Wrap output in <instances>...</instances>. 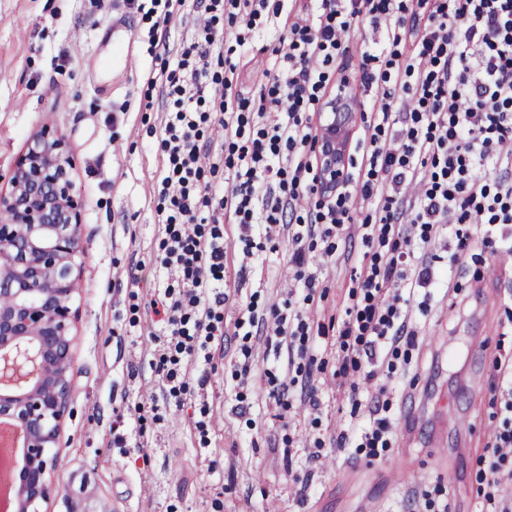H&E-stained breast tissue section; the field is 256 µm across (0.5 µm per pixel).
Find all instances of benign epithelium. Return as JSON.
I'll return each mask as SVG.
<instances>
[{"label": "benign epithelium", "instance_id": "obj_1", "mask_svg": "<svg viewBox=\"0 0 512 512\" xmlns=\"http://www.w3.org/2000/svg\"><path fill=\"white\" fill-rule=\"evenodd\" d=\"M359 104L338 82L319 115V192L333 197L348 178ZM65 140L32 137L0 190V423L23 434L15 512H40L50 499V468L69 411L74 377L71 310L83 252L80 205L72 193Z\"/></svg>", "mask_w": 512, "mask_h": 512}]
</instances>
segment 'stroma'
Instances as JSON below:
<instances>
[{"instance_id": "35a3bbf8", "label": "stroma", "mask_w": 512, "mask_h": 512, "mask_svg": "<svg viewBox=\"0 0 512 512\" xmlns=\"http://www.w3.org/2000/svg\"><path fill=\"white\" fill-rule=\"evenodd\" d=\"M198 3L182 0L164 27L151 0H0V173L41 128L63 136L85 249L72 303L75 383L51 472L56 492L41 512H425L429 497L451 512H477L479 470L494 458L493 360L512 361V340L498 341L512 313V263L486 251L455 269L451 300L434 298L427 314L412 317L417 346L401 345L394 373L360 386L368 394L386 384L390 445L337 447L343 430L368 417L336 379L325 337L345 320L352 281L373 251L358 229L366 202L354 203L306 314L305 345L326 364L312 378L317 411L276 402L286 350L235 333L239 318L286 297L293 249L285 226L245 265L237 227L225 223L224 348L189 370L181 400L165 396L145 307L157 286L152 186L169 108L159 77L163 62H176L194 40ZM244 39L231 60L255 101L263 86L256 71L279 35ZM154 41L167 57L152 53ZM121 46L136 57L134 70L113 65ZM245 345L253 366L240 389L232 375ZM150 391L157 409L140 411ZM315 451L320 461L311 460Z\"/></svg>"}]
</instances>
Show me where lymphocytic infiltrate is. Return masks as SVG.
Listing matches in <instances>:
<instances>
[{"label": "lymphocytic infiltrate", "mask_w": 512, "mask_h": 512, "mask_svg": "<svg viewBox=\"0 0 512 512\" xmlns=\"http://www.w3.org/2000/svg\"><path fill=\"white\" fill-rule=\"evenodd\" d=\"M296 2L205 0L197 39L161 72L170 107L158 136L163 167L154 193L162 237L149 307L160 323L152 340L170 398L186 391L183 368L210 363L224 339L225 217L237 224L247 256L289 218L297 224L296 286L286 307L249 315L247 324L300 357L301 396L318 407L310 383L316 359L296 343L307 333L304 307L319 286L305 244L324 242V257H332V238L349 221L352 196L339 193L323 210L303 208L318 178L305 147L313 138L310 114L326 95L327 69L360 23L378 34L361 54V85L380 81L384 89L371 107L370 150L355 179L371 203L362 237L375 250L353 283L335 342V375L350 396L359 394L357 375L376 376L363 371V361H374L381 348L414 344L409 312L417 290L447 287L474 246L512 256V0H310L308 20L296 15ZM266 16L282 19L284 34L254 109L236 91L234 64L212 73V50L220 22L253 30ZM209 99L217 111L205 109ZM216 127L224 134L220 164L207 162L200 145ZM222 166L234 171L231 185L205 180ZM443 234L452 244L446 266L418 260L417 252ZM499 391L505 401L497 460L479 512H512L501 477L503 461L512 458V377ZM386 392L378 387L370 400L373 423L341 433L337 447L387 444Z\"/></svg>", "instance_id": "f902f5d3"}]
</instances>
